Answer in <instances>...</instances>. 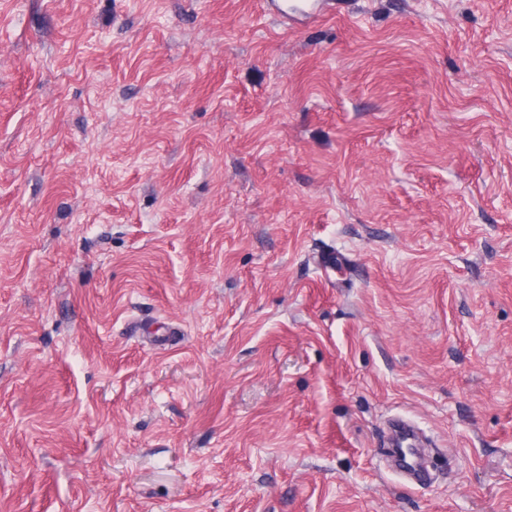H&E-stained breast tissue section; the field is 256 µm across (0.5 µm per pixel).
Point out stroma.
Listing matches in <instances>:
<instances>
[{"instance_id":"1","label":"stroma","mask_w":512,"mask_h":512,"mask_svg":"<svg viewBox=\"0 0 512 512\" xmlns=\"http://www.w3.org/2000/svg\"><path fill=\"white\" fill-rule=\"evenodd\" d=\"M335 2L0 0V512H512V0ZM270 9L277 20L290 21L315 20L324 13V0H296L288 5V0H271ZM390 453L402 467L411 473H418L421 469L422 453L414 432L408 424L403 422L395 433L390 444Z\"/></svg>"}]
</instances>
